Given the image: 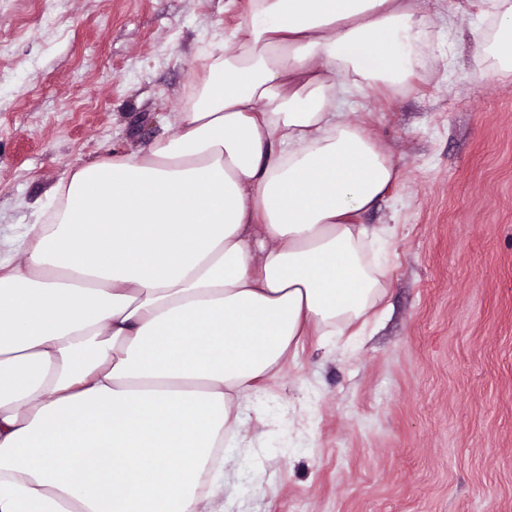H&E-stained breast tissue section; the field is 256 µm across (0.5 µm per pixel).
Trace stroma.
I'll list each match as a JSON object with an SVG mask.
<instances>
[{
    "instance_id": "1",
    "label": "stroma",
    "mask_w": 512,
    "mask_h": 512,
    "mask_svg": "<svg viewBox=\"0 0 512 512\" xmlns=\"http://www.w3.org/2000/svg\"><path fill=\"white\" fill-rule=\"evenodd\" d=\"M426 66L343 106L400 179L359 224L394 229L361 349L258 382L223 512H512V76L470 74L481 0H421ZM248 0H0V235L48 221L78 168L173 136ZM274 408L261 418L259 409Z\"/></svg>"
}]
</instances>
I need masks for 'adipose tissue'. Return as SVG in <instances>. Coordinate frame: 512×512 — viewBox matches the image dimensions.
I'll list each match as a JSON object with an SVG mask.
<instances>
[{"instance_id":"adipose-tissue-1","label":"adipose tissue","mask_w":512,"mask_h":512,"mask_svg":"<svg viewBox=\"0 0 512 512\" xmlns=\"http://www.w3.org/2000/svg\"><path fill=\"white\" fill-rule=\"evenodd\" d=\"M471 72L512 75V0ZM176 133L74 172L0 259V512H214L217 447L308 332L383 300L399 172L342 106L399 93L408 0H249ZM111 458L97 480L86 460Z\"/></svg>"}]
</instances>
